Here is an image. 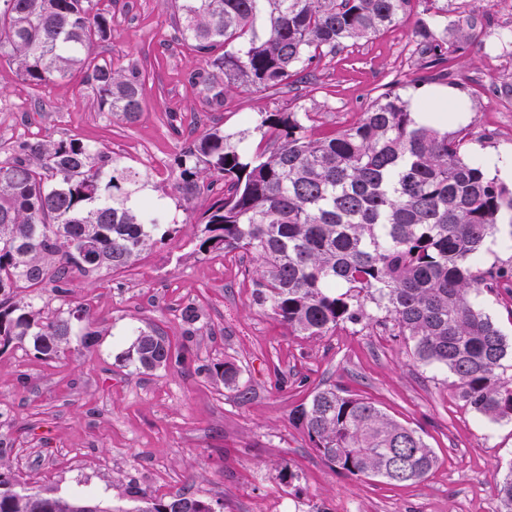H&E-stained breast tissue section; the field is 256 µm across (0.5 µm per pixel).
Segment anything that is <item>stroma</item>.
Here are the masks:
<instances>
[{
  "mask_svg": "<svg viewBox=\"0 0 512 512\" xmlns=\"http://www.w3.org/2000/svg\"><path fill=\"white\" fill-rule=\"evenodd\" d=\"M447 14L414 6L411 15L369 40L327 56L312 84L275 91H228L208 105L206 88L189 82L199 65L182 36L174 0H114L111 40L98 58L137 66L145 76L142 110L134 124L99 111L82 74L31 89L14 65L0 63V145L36 132L74 136L131 160L151 174L167 207L179 205L175 159L190 134L210 128L232 133L259 112L313 114L317 138L355 123L385 85L395 81L410 104L452 88L465 100L469 153L512 155V112L499 108L495 88L471 84L485 55L512 40L492 5L469 12L475 36L449 53L448 75L413 86L421 53L405 56L416 20L442 29ZM191 226L142 252L132 271L74 278L70 304L90 305L98 341L71 342L60 356L37 359L20 348L0 351V473L50 495L83 491L133 512L138 491L151 488L154 467L166 475L157 495L189 493L224 503V512H486L497 507L496 474L512 468V424L488 423L458 398L445 370L416 363L404 337L376 323L325 336L295 335L254 302L243 277L251 259L217 263L199 256ZM199 309L198 322L181 311ZM154 328L186 362L138 372L122 353L132 329ZM231 361L250 397L240 401L211 376ZM287 385L277 388L276 376ZM334 385L370 399L392 418L417 429L436 464L419 484L393 486L372 477H344L327 465L292 412L315 388ZM288 468L293 478L280 482Z\"/></svg>",
  "mask_w": 512,
  "mask_h": 512,
  "instance_id": "1",
  "label": "stroma"
}]
</instances>
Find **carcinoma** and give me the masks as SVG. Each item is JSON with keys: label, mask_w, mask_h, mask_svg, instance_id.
Here are the masks:
<instances>
[{"label": "carcinoma", "mask_w": 512, "mask_h": 512, "mask_svg": "<svg viewBox=\"0 0 512 512\" xmlns=\"http://www.w3.org/2000/svg\"><path fill=\"white\" fill-rule=\"evenodd\" d=\"M439 12L438 0H175L182 34L202 66L189 80L221 104L232 88L277 90L323 55L368 40L407 17L413 2ZM101 0H0V61L32 86L84 74L99 108L135 123L143 73L100 61L112 38ZM413 37L428 66L443 65L448 28L418 21ZM308 112H260L248 127L209 129L175 160L176 189L194 220L204 258L246 254L255 302L292 334L324 336L344 324L391 322L413 359L454 377L465 405L492 423H512V377H503L506 339L470 301L473 291L512 289V265L486 267L485 240L497 230L512 190L466 156L468 132L420 124L408 101L386 85L350 127L319 139ZM271 134L272 150L243 144ZM0 158V350L58 356L80 336L96 342L89 310L67 301L75 273H123L141 252L179 232V214L155 195L150 176L79 139L35 134ZM224 182L207 208L192 200L199 183ZM61 301L38 302L44 288ZM123 359L136 371L180 363L179 349L156 329H135ZM244 397L240 370L215 372ZM323 461L340 475L389 484L423 482L435 456L416 429L375 403L334 385L296 407ZM500 512H512V469L497 480ZM0 472V512H126L95 499L18 491ZM219 501L143 493L132 512H216Z\"/></svg>", "instance_id": "carcinoma-1"}]
</instances>
